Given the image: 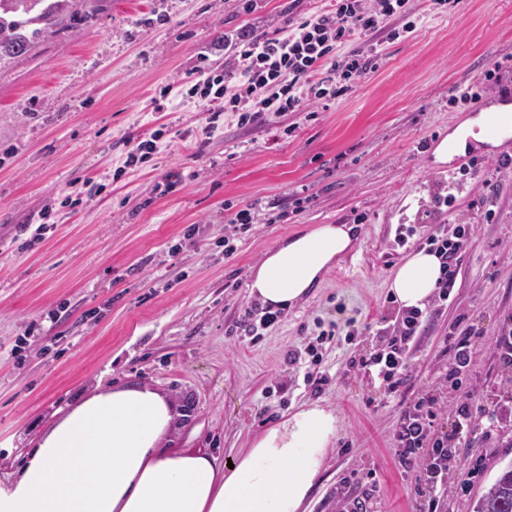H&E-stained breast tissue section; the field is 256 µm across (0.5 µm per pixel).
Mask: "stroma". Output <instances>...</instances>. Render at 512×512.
<instances>
[{"mask_svg":"<svg viewBox=\"0 0 512 512\" xmlns=\"http://www.w3.org/2000/svg\"><path fill=\"white\" fill-rule=\"evenodd\" d=\"M323 5L90 0L77 21L37 36L31 53L0 59L1 480L69 407L112 386L174 401L168 447L227 457L302 404L335 409L339 432L309 512H344L363 496L379 512H427L395 441L405 410L424 397L451 407L479 395L438 512H472L512 461V366L494 345L512 329V170L488 143L469 142L475 163L435 158L471 116L462 89L489 83L493 107L512 88V0H449L440 10L419 0L415 30L382 35L378 70L352 91L252 126L228 112L200 141L205 114L181 89L204 47ZM160 96L166 109L153 111ZM156 131L153 158L125 167L126 137ZM177 170L182 181L170 183ZM244 208L257 215L245 227L233 222ZM46 211L49 232L28 242L22 225ZM457 220L474 233L456 285L425 322L397 393L349 371L371 344L341 334L323 343L328 382L312 392L288 351L348 317H395L388 281L422 245L400 230ZM318 224L354 225L352 250L263 336H246L251 267ZM463 333L470 362L455 373ZM470 469L475 477L462 478Z\"/></svg>","mask_w":512,"mask_h":512,"instance_id":"stroma-1","label":"stroma"}]
</instances>
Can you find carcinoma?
Segmentation results:
<instances>
[{
  "label": "carcinoma",
  "instance_id": "1",
  "mask_svg": "<svg viewBox=\"0 0 512 512\" xmlns=\"http://www.w3.org/2000/svg\"><path fill=\"white\" fill-rule=\"evenodd\" d=\"M80 0H0V58L26 54L34 41L25 34L27 26L41 24L32 34L50 31L59 17L78 16ZM473 512H512V463L501 468L495 480L478 494Z\"/></svg>",
  "mask_w": 512,
  "mask_h": 512
}]
</instances>
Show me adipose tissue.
<instances>
[{
	"label": "adipose tissue",
	"mask_w": 512,
	"mask_h": 512,
	"mask_svg": "<svg viewBox=\"0 0 512 512\" xmlns=\"http://www.w3.org/2000/svg\"><path fill=\"white\" fill-rule=\"evenodd\" d=\"M349 224L283 239L252 267L250 296L292 307L353 247ZM441 261L412 251L389 281L396 301L424 307ZM178 412L149 387L94 392L42 435L19 472L0 480V512H306L336 439L333 409L305 405L267 428L232 462L165 447Z\"/></svg>",
	"instance_id": "adipose-tissue-1"
}]
</instances>
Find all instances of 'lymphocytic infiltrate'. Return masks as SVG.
Listing matches in <instances>:
<instances>
[{
  "instance_id": "1",
  "label": "lymphocytic infiltrate",
  "mask_w": 512,
  "mask_h": 512,
  "mask_svg": "<svg viewBox=\"0 0 512 512\" xmlns=\"http://www.w3.org/2000/svg\"><path fill=\"white\" fill-rule=\"evenodd\" d=\"M413 14L412 0H328L307 17L286 20L270 31L243 28L225 33L223 40L210 47L211 52L223 53V69L199 68L185 93L206 113L202 138L218 129L226 112L236 113L239 124L254 125L268 114L304 112L313 103L348 91L378 65L377 33L399 18L404 21L403 32H411ZM362 38L369 42L367 54H338L341 44ZM470 236V229L462 224L451 230L441 224L423 234L441 260L439 301L451 295L459 255ZM427 318L423 310H403L392 326L377 331V349L351 359L350 368L379 383L385 394L396 393L408 354ZM475 400V393H467L452 408L456 422L445 431L435 427L436 411L422 404L404 413L397 434L399 455L418 469L430 512L438 508L443 476L455 462L451 449L461 439L463 422L470 419Z\"/></svg>"
}]
</instances>
